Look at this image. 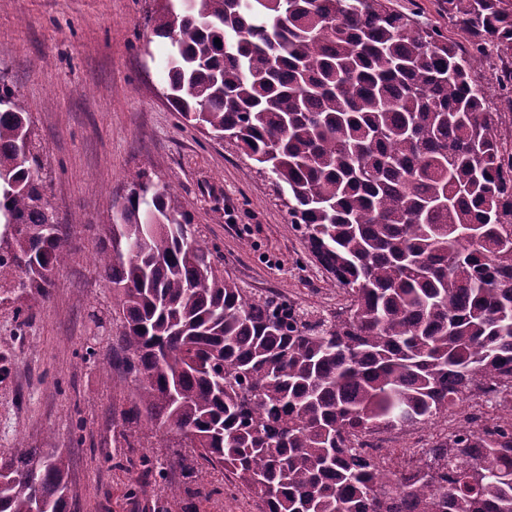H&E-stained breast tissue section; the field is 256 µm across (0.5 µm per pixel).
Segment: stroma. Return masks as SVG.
I'll use <instances>...</instances> for the list:
<instances>
[{
	"label": "stroma",
	"instance_id": "35a3bbf8",
	"mask_svg": "<svg viewBox=\"0 0 512 512\" xmlns=\"http://www.w3.org/2000/svg\"><path fill=\"white\" fill-rule=\"evenodd\" d=\"M156 0H0V73L31 112L48 192L70 258L50 296L0 304V454L56 448L69 465L70 512H258L224 495L228 471L191 473L192 448L142 430L123 433L131 378L112 322L117 298L95 266L132 175L175 185L219 266L257 296L277 294L314 315L345 293L309 252L276 188L231 143L200 133L163 98L168 44L146 25ZM29 313L16 318V309ZM148 456L164 474L131 472Z\"/></svg>",
	"mask_w": 512,
	"mask_h": 512
}]
</instances>
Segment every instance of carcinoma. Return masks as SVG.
<instances>
[{"instance_id": "obj_1", "label": "carcinoma", "mask_w": 512, "mask_h": 512, "mask_svg": "<svg viewBox=\"0 0 512 512\" xmlns=\"http://www.w3.org/2000/svg\"><path fill=\"white\" fill-rule=\"evenodd\" d=\"M391 0H168V100L286 196L347 304L304 320L212 258L136 173L96 259L117 295L131 424L178 434L259 512H512V0H437L466 49ZM220 39L221 44L214 43ZM30 112L0 82V293L46 298L69 258ZM458 427L402 470L359 445ZM43 457L37 476L29 475ZM0 512H69L54 449L0 455ZM497 59L495 56L493 58L485 59L482 58L474 62V70L476 71L477 77L485 84L488 91V98L490 101V106L494 108H502L500 105V101L497 97V83L494 78V70L495 63Z\"/></svg>"}]
</instances>
